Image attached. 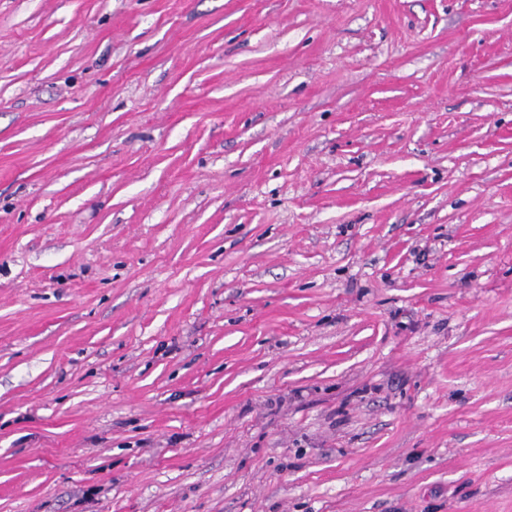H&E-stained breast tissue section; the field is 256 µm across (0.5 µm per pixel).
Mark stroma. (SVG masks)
I'll use <instances>...</instances> for the list:
<instances>
[{
  "label": "stroma",
  "instance_id": "stroma-1",
  "mask_svg": "<svg viewBox=\"0 0 512 512\" xmlns=\"http://www.w3.org/2000/svg\"><path fill=\"white\" fill-rule=\"evenodd\" d=\"M0 512H512V0H0Z\"/></svg>",
  "mask_w": 512,
  "mask_h": 512
}]
</instances>
